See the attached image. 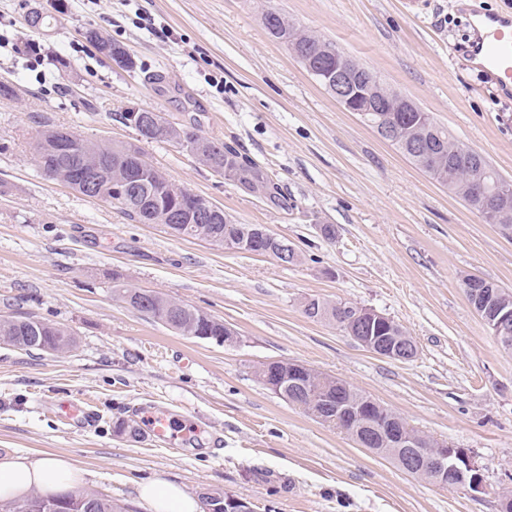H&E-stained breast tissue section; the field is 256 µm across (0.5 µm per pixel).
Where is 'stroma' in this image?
I'll return each instance as SVG.
<instances>
[{"label":"stroma","mask_w":512,"mask_h":512,"mask_svg":"<svg viewBox=\"0 0 512 512\" xmlns=\"http://www.w3.org/2000/svg\"><path fill=\"white\" fill-rule=\"evenodd\" d=\"M52 9L60 22L37 35L48 50L38 63L22 50L34 36L24 18ZM268 9L375 71L512 181V100L467 66L455 0H0V81L17 91L0 99V318L30 313L76 339L63 354L0 342V454L67 456L86 489L129 512H147L138 485L156 478L245 498L254 512H497L512 492V351L462 281L512 291V238L315 83L265 32ZM88 28L123 46L134 68L94 52ZM130 107L194 125L255 162L269 192H244L176 144L142 146L174 184L237 223L266 226L298 261L137 223L41 170L33 142L44 125L131 141L114 119ZM116 277L231 325L237 342L175 333L118 299ZM313 297L386 314L416 357L377 356L308 318ZM271 361L343 379L424 435L468 449L483 491L413 476L289 405L256 378ZM51 397L89 401L98 425H71ZM140 405L200 433L173 453L129 437Z\"/></svg>","instance_id":"obj_1"}]
</instances>
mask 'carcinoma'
Segmentation results:
<instances>
[{
	"label": "carcinoma",
	"instance_id": "1",
	"mask_svg": "<svg viewBox=\"0 0 512 512\" xmlns=\"http://www.w3.org/2000/svg\"><path fill=\"white\" fill-rule=\"evenodd\" d=\"M262 24L270 37L285 44L295 55L301 52L314 53L321 41L319 36L291 24L288 18L277 11L263 13ZM85 40L98 52L101 51V46L110 45L113 62L126 69L134 67V62L125 48L103 36L100 31L89 30ZM339 64L349 65L354 70L350 94L359 100H364L374 90L383 89L384 83L375 72L360 65L333 44L328 52L315 53L312 58L313 67L330 75L336 73V66ZM403 108L404 105L391 100L387 103L382 117L384 122L393 127L394 136L389 142L415 166L466 201L471 199L474 187L483 182L490 184L486 205L484 209L478 210L484 220L488 213L495 210L497 200L503 197L512 198V183L504 180L484 157L460 156L456 152L457 141L447 128L439 125L427 112H405ZM49 132L48 128L42 130L35 139L34 147V152L41 154L39 165L48 176L67 185L73 182L69 166L76 165L81 157H97L107 163L103 177L96 183L93 191L83 190L82 195L106 202L141 224H168L167 213L173 198L165 191L168 177L160 169L151 165L144 170L143 183L132 199L126 201L112 195V180L115 175L123 171V165L129 161L131 154H142L137 144L93 141L80 137L76 153L65 159L56 152L45 150L44 136ZM136 135L146 142L164 138L179 145L198 156L205 166L236 181L248 192L255 193L268 188L267 177L256 164L244 158L233 147L211 141L194 127L167 124L164 129L156 132L146 125L136 131ZM210 207L211 214L207 221L202 224H181L177 234L183 238L198 239L205 234L240 241L258 228L256 224L234 222L224 214V209L213 203ZM115 292L132 308L160 321L182 336L196 338L201 334L207 340L224 344V322L198 308L153 290L117 288ZM343 306L345 310L342 311L335 303L312 298L306 301L304 313L309 318L333 322L346 332L348 326L353 324L354 313L348 310L350 303L345 302ZM0 338L18 349L54 353L68 352L76 345L75 338L66 329L33 316L1 318ZM320 387L322 382L318 379L308 382L306 389L300 386L291 389V404L308 405L312 411L317 410L326 417L331 416L319 402L307 396V392H314ZM53 501L62 503L64 512H127V507L118 501L85 489L50 496L35 492L21 501L0 504V512H50L49 505Z\"/></svg>",
	"mask_w": 512,
	"mask_h": 512
}]
</instances>
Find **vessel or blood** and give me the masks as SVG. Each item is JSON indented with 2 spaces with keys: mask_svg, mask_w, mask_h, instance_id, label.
<instances>
[{
  "mask_svg": "<svg viewBox=\"0 0 512 512\" xmlns=\"http://www.w3.org/2000/svg\"><path fill=\"white\" fill-rule=\"evenodd\" d=\"M470 28L466 47L467 63L485 73L498 93L512 97V16L474 8L470 0H457ZM57 407L70 422L82 429L96 425L99 416L89 406L70 400L58 401ZM143 425L151 442L177 447L192 432L190 425L165 412H149Z\"/></svg>",
  "mask_w": 512,
  "mask_h": 512,
  "instance_id": "vessel-or-blood-1",
  "label": "vessel or blood"
}]
</instances>
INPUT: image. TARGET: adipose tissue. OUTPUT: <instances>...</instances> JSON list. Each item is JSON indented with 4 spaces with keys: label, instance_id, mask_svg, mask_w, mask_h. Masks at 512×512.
<instances>
[{
    "label": "adipose tissue",
    "instance_id": "ef3b65f1",
    "mask_svg": "<svg viewBox=\"0 0 512 512\" xmlns=\"http://www.w3.org/2000/svg\"><path fill=\"white\" fill-rule=\"evenodd\" d=\"M82 472L63 456L0 455V500H17L31 492L62 493L81 487ZM139 496L150 512H204L202 501L180 486L161 479L140 483Z\"/></svg>",
    "mask_w": 512,
    "mask_h": 512
}]
</instances>
